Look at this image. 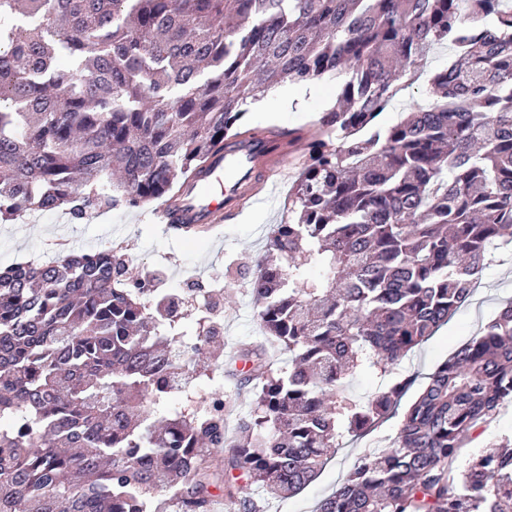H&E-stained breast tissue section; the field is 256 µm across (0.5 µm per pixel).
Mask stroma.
Segmentation results:
<instances>
[{
	"label": "stroma",
	"instance_id": "35a3bbf8",
	"mask_svg": "<svg viewBox=\"0 0 512 512\" xmlns=\"http://www.w3.org/2000/svg\"><path fill=\"white\" fill-rule=\"evenodd\" d=\"M339 94L340 81L336 78H322L310 89L300 83H280L272 86L264 98L248 103L245 121L254 129L278 127L303 132L322 112L337 107ZM300 171V163L289 167L288 179L281 183L279 194L270 205L249 208L202 235L173 233L167 225L153 223L145 207L95 211L78 223L60 211L34 213L13 224H0V267L49 260L61 252L110 246L137 256L145 269L161 272L170 290L183 293L192 281H199L213 298L224 302L219 310L224 337L207 348L203 359L210 369L197 380L195 389L208 393L220 387L225 396L236 399L237 413L226 421V429L231 432L237 414L247 412L249 400L237 394L240 364H229L228 359L240 346L262 336L254 314L252 272L274 224L285 216L288 193ZM510 301L512 260L508 259L484 270L469 301L392 370L391 379H416L415 387L403 397V404H410L429 374L457 347L480 335ZM402 417V410H395L372 431L359 437H344L313 482L284 498L258 499L261 512H314L317 503L345 480L365 449L389 442Z\"/></svg>",
	"mask_w": 512,
	"mask_h": 512
}]
</instances>
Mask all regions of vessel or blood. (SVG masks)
Here are the masks:
<instances>
[{
	"instance_id": "vessel-or-blood-1",
	"label": "vessel or blood",
	"mask_w": 512,
	"mask_h": 512,
	"mask_svg": "<svg viewBox=\"0 0 512 512\" xmlns=\"http://www.w3.org/2000/svg\"><path fill=\"white\" fill-rule=\"evenodd\" d=\"M290 161L288 150L261 137L244 147H227L211 160L195 188L181 191L174 204H163L153 215L157 223H168L170 210L176 207L190 223H223L245 204L263 202L271 194L275 178L287 171Z\"/></svg>"
}]
</instances>
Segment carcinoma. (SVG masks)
<instances>
[{"mask_svg": "<svg viewBox=\"0 0 512 512\" xmlns=\"http://www.w3.org/2000/svg\"><path fill=\"white\" fill-rule=\"evenodd\" d=\"M443 45L429 107L365 133ZM325 76L343 78L341 107L295 137L267 129L307 152L252 277L265 343L241 352L236 438L219 393L167 406L222 328L201 318L186 342V297L160 274L110 247L20 262L0 271V512H162L161 490L211 512L233 470L244 512L256 490L301 491L412 384L358 401L350 376L391 372L512 244V0H0L1 223L169 197L258 135L248 101ZM506 402L512 302L315 512H512V449L457 469Z\"/></svg>", "mask_w": 512, "mask_h": 512, "instance_id": "cac0c4a2", "label": "carcinoma"}]
</instances>
